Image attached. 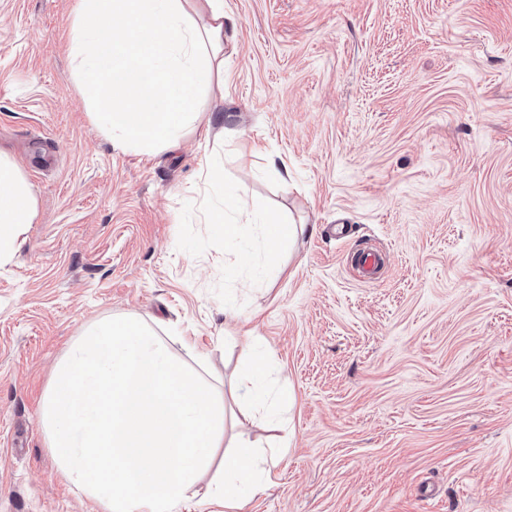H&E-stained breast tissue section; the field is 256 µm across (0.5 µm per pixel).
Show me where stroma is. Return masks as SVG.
<instances>
[{"label": "stroma", "instance_id": "obj_1", "mask_svg": "<svg viewBox=\"0 0 512 512\" xmlns=\"http://www.w3.org/2000/svg\"><path fill=\"white\" fill-rule=\"evenodd\" d=\"M76 3L0 0V149L38 199L0 268V512H100L39 418L80 329L122 314L216 379L275 351L291 446L247 512H512V0H224V81L199 107L225 181L305 227L277 276L257 248L224 268L203 130L157 155L101 135Z\"/></svg>", "mask_w": 512, "mask_h": 512}]
</instances>
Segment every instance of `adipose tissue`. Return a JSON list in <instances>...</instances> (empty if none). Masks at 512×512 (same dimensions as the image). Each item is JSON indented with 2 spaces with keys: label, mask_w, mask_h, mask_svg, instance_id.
Masks as SVG:
<instances>
[{
  "label": "adipose tissue",
  "mask_w": 512,
  "mask_h": 512,
  "mask_svg": "<svg viewBox=\"0 0 512 512\" xmlns=\"http://www.w3.org/2000/svg\"><path fill=\"white\" fill-rule=\"evenodd\" d=\"M224 0H78L73 74L90 115L116 147L157 153L205 124L199 102L224 79ZM212 214L225 264L245 263L260 231L264 262L303 225L254 223L244 188L218 189ZM37 216V196L0 151V266L9 263ZM204 354L183 336L115 315L80 333L56 364L41 413L47 444L68 483L101 512H182L194 502L241 512L263 492L290 446L225 442L228 405L276 419L292 407L287 377L272 378L271 349L251 353L229 392L204 374Z\"/></svg>",
  "instance_id": "obj_1"
}]
</instances>
